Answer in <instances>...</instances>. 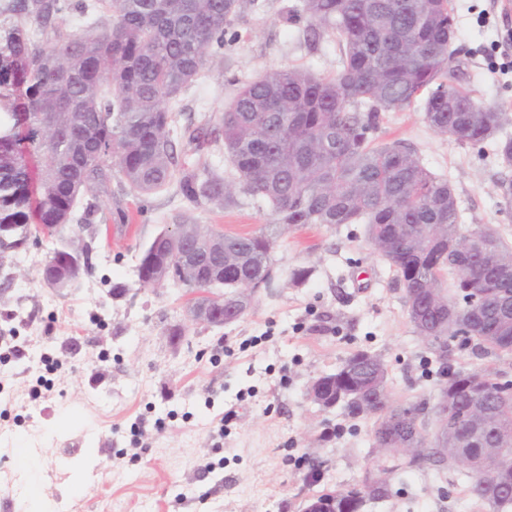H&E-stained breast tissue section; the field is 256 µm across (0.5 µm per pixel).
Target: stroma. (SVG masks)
<instances>
[{
	"label": "stroma",
	"mask_w": 512,
	"mask_h": 512,
	"mask_svg": "<svg viewBox=\"0 0 512 512\" xmlns=\"http://www.w3.org/2000/svg\"><path fill=\"white\" fill-rule=\"evenodd\" d=\"M294 2L263 0L236 20L238 42L183 91L180 125L219 122L236 81L269 69L335 74L336 48L303 45L301 24L288 18ZM451 5L461 85L512 115V14L497 0ZM378 136L410 144L447 179L463 228L490 224L512 240L492 144L439 136L416 106L386 113ZM120 210L127 221L117 220ZM92 221L100 232L78 287L57 291L39 278L55 240L0 256V284L10 285L0 297V489L11 492L0 512H31L41 501L56 512H302L308 498L360 481L375 463L370 421L312 403L313 377L368 350L386 361L395 402L434 398L433 351L363 225L282 230L267 207H197L172 190L103 199ZM171 224L272 234V286L234 323L194 324L188 288L137 281L144 247ZM299 267L312 274L297 286L290 273ZM312 459L321 463L313 481ZM77 474L83 485L72 495ZM449 479L406 472L370 512H491Z\"/></svg>",
	"instance_id": "stroma-1"
}]
</instances>
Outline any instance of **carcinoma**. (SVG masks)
Instances as JSON below:
<instances>
[{
    "label": "carcinoma",
    "mask_w": 512,
    "mask_h": 512,
    "mask_svg": "<svg viewBox=\"0 0 512 512\" xmlns=\"http://www.w3.org/2000/svg\"><path fill=\"white\" fill-rule=\"evenodd\" d=\"M257 0H8L12 23L0 29V227L15 239L28 225L66 224L82 210L90 223L100 195L114 174L129 194H152L177 184L194 205L265 204L281 229L300 224L330 228L363 224L369 241L395 272L405 293L409 321L418 336L437 344L438 356L456 337L443 309L472 325L468 338L478 356L500 358V337L512 336V245L493 226L477 229L485 255L462 256L438 244L463 236L448 181L428 171L401 141L380 142L384 114L417 104L432 130L461 143L496 142L504 169L512 170V122L506 112L474 99L459 85L452 48L450 0H298L290 16L304 21V42L325 39L338 49V70L320 77L298 67L271 69L239 84L217 127L206 120L187 128L200 152L206 138L224 141L236 184L205 163L188 168L170 137L177 97L201 76L210 57L235 41L234 24ZM81 17L77 29L62 26L63 14ZM204 266L224 268V308L231 314L233 289L260 282L272 266L273 238L264 231L224 236V251L210 235L188 229ZM428 290H422V287ZM448 389V426L463 434L469 408L481 405L494 444V459L512 442V379L505 371L451 370L439 364ZM380 355L359 350L336 371L338 403L350 419L371 421L374 471L357 488L348 484L324 494L336 506L355 508L369 483L381 484V500L407 471L453 470L467 477V490L494 512L512 508V469L457 461L427 441L428 399L397 404L416 432L414 453L385 445L386 420L374 384L386 388Z\"/></svg>",
    "instance_id": "obj_1"
}]
</instances>
